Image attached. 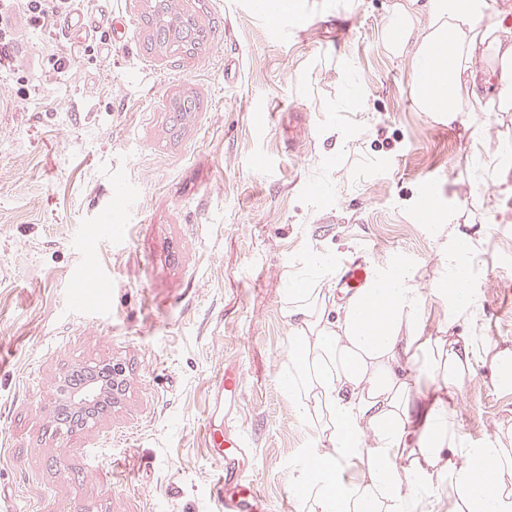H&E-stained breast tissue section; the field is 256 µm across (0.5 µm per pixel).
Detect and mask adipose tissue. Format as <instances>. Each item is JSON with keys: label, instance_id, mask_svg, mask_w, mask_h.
Masks as SVG:
<instances>
[{"label": "adipose tissue", "instance_id": "obj_1", "mask_svg": "<svg viewBox=\"0 0 512 512\" xmlns=\"http://www.w3.org/2000/svg\"><path fill=\"white\" fill-rule=\"evenodd\" d=\"M387 53L410 67L414 111L452 123L466 112H512V29L470 0H394ZM502 87L483 90L488 63ZM447 279L434 288L460 333L420 334L426 303L406 269L380 270L337 299L317 281H291V336L281 389L327 444L299 467L305 512H416L448 486V512H512V443L469 444L450 413L480 362L512 388V348L489 349L469 286L474 237L441 225Z\"/></svg>", "mask_w": 512, "mask_h": 512}]
</instances>
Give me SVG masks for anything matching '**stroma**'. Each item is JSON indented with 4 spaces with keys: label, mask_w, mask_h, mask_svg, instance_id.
I'll return each instance as SVG.
<instances>
[{
    "label": "stroma",
    "mask_w": 512,
    "mask_h": 512,
    "mask_svg": "<svg viewBox=\"0 0 512 512\" xmlns=\"http://www.w3.org/2000/svg\"><path fill=\"white\" fill-rule=\"evenodd\" d=\"M249 2L181 0L208 35L186 57L148 49L146 0H82L127 24L124 46L67 34L53 11L0 71V512H220L224 465L204 429L228 363L245 378L237 416L256 485L270 512H303L292 480L324 443L280 388L286 288L311 274L333 287L335 269L311 257L355 252L433 288L446 268L419 217L427 184L443 223L484 227L481 333L512 345V112L448 126L413 111L409 67L381 39L394 0H301L277 21ZM182 91L200 108L173 136ZM258 110L272 115L260 130ZM292 110L306 115L293 131ZM116 181L132 193L125 235L86 253L82 226L117 220ZM100 271L108 288L79 305ZM110 360L125 394L94 428L49 436L59 378ZM454 417L485 442L512 427V390L478 366Z\"/></svg>",
    "instance_id": "obj_1"
}]
</instances>
